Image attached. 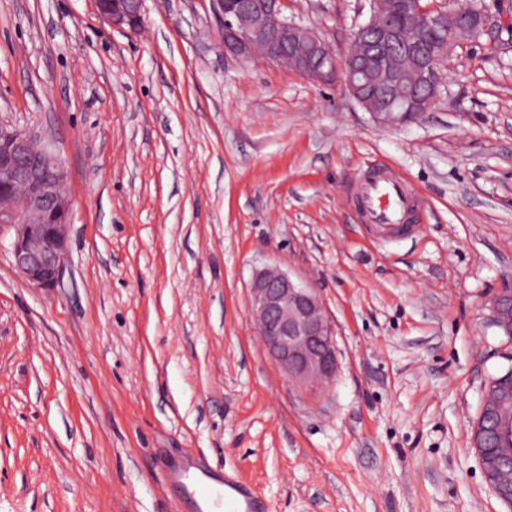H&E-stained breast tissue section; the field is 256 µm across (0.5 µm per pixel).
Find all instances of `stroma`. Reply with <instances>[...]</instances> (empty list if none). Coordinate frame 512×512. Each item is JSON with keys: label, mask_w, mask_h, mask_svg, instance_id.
Listing matches in <instances>:
<instances>
[{"label": "stroma", "mask_w": 512, "mask_h": 512, "mask_svg": "<svg viewBox=\"0 0 512 512\" xmlns=\"http://www.w3.org/2000/svg\"><path fill=\"white\" fill-rule=\"evenodd\" d=\"M371 0H285L343 55ZM0 0V117L60 148L69 266L52 291L0 233V512H194L174 468L249 482L270 512H512L471 444L512 364V43L459 41L417 122H373L340 82L224 55L216 0ZM402 175L421 233L354 206ZM315 288L326 387L289 383L256 334L255 270ZM97 1L99 16L112 28L136 32L142 27L145 0H108L103 9L98 8ZM493 324L503 336L512 339V290L496 294L489 306Z\"/></svg>", "instance_id": "1"}]
</instances>
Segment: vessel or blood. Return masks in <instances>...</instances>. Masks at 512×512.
<instances>
[{
  "mask_svg": "<svg viewBox=\"0 0 512 512\" xmlns=\"http://www.w3.org/2000/svg\"><path fill=\"white\" fill-rule=\"evenodd\" d=\"M362 221L384 240L417 232L410 213L415 201L407 180L394 172L380 170L365 180L362 187ZM198 512H269V506L249 486L235 479H224L202 493Z\"/></svg>",
  "mask_w": 512,
  "mask_h": 512,
  "instance_id": "b4317fda",
  "label": "vessel or blood"
}]
</instances>
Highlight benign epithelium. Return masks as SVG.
I'll list each match as a JSON object with an SVG mask.
<instances>
[{"mask_svg": "<svg viewBox=\"0 0 512 512\" xmlns=\"http://www.w3.org/2000/svg\"><path fill=\"white\" fill-rule=\"evenodd\" d=\"M145 0H108L97 9L112 27L136 32L143 24ZM223 10L224 56L246 60L255 56L285 65L318 81L340 80L349 95L373 119L385 125H407L430 111L447 71L446 58L426 55L419 80L432 98L424 102L403 87L387 64L395 29L378 7L369 20L353 30L347 53L340 59L328 43L283 16V0H218ZM418 24L436 26L446 16H458L457 27L475 22L471 4L448 12L437 0H408ZM373 66L387 74L384 85L366 79ZM71 203L61 151L53 140L26 125L0 120V231L11 230L12 265L31 285L59 287L67 271ZM251 308L271 358L289 381L309 384L332 380L337 361L334 333L315 289L295 282L276 268L255 271ZM493 324L512 339V290L496 294L489 306ZM512 365L485 383L479 412L472 426V445L486 482L512 509V484L501 482L512 472V455L491 449L512 441Z\"/></svg>", "mask_w": 512, "mask_h": 512, "instance_id": "benign-epithelium-1", "label": "benign epithelium"}]
</instances>
